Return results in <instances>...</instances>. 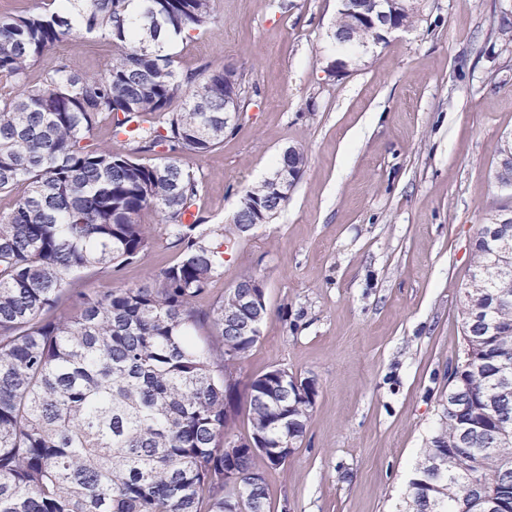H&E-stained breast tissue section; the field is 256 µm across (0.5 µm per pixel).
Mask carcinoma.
<instances>
[{"label": "carcinoma", "mask_w": 512, "mask_h": 512, "mask_svg": "<svg viewBox=\"0 0 512 512\" xmlns=\"http://www.w3.org/2000/svg\"><path fill=\"white\" fill-rule=\"evenodd\" d=\"M421 0L398 21L414 26ZM214 0H48L35 14L0 18V512H256L270 508L255 453L238 440L226 377L258 342L267 305L246 301L248 274L209 311L194 302L221 266L222 243L196 233L199 182L178 156L224 142V68L181 75L170 46L211 23ZM335 31L368 36L340 16ZM100 34L116 52L103 74L64 62L33 83L30 69L73 35ZM107 119L129 148L114 152L90 132ZM163 148L157 163L143 155ZM267 183L246 191L233 224L264 223ZM162 217L180 260L153 288L76 293L71 278L118 270L152 245L146 210ZM192 222H186L188 214ZM512 252L499 225L483 224L463 301V357L448 401L410 485L403 512H486L512 499V292L498 257ZM214 329L198 344L197 329ZM280 369L250 385V435L272 455L300 439L314 401ZM443 456L442 471L427 462ZM235 479L224 482V468Z\"/></svg>", "instance_id": "carcinoma-1"}]
</instances>
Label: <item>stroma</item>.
Wrapping results in <instances>:
<instances>
[{
    "label": "stroma",
    "instance_id": "stroma-1",
    "mask_svg": "<svg viewBox=\"0 0 512 512\" xmlns=\"http://www.w3.org/2000/svg\"><path fill=\"white\" fill-rule=\"evenodd\" d=\"M337 0H215L201 33L177 42L186 74L235 68L241 109L209 153L183 157L199 181L204 230L229 251L196 301L205 310L246 274L268 314L234 372L236 427L249 433L248 383L282 368L313 379L316 398L285 465L254 459L271 512H397L448 400L462 300L480 225L512 215L493 173L512 136V0H423L419 22L326 67ZM114 48L72 38L30 70L60 61L103 72ZM307 162L269 224L230 227L244 190L274 173L284 149ZM151 248L118 271L74 280L83 292L151 288L179 251L146 212Z\"/></svg>",
    "mask_w": 512,
    "mask_h": 512
}]
</instances>
